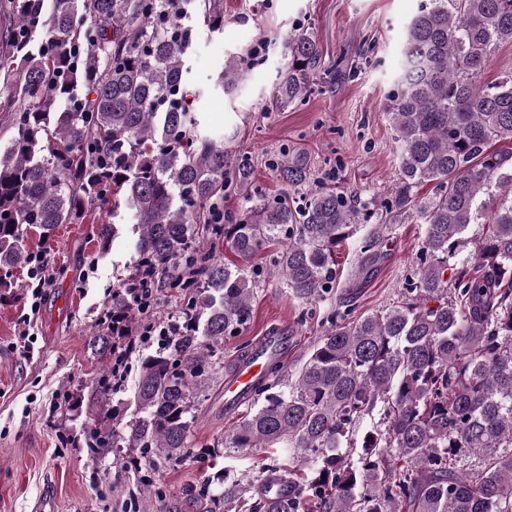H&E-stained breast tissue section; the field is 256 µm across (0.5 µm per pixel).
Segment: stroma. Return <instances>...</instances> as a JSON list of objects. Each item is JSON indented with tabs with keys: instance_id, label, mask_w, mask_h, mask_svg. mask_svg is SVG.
Segmentation results:
<instances>
[{
	"instance_id": "1",
	"label": "stroma",
	"mask_w": 512,
	"mask_h": 512,
	"mask_svg": "<svg viewBox=\"0 0 512 512\" xmlns=\"http://www.w3.org/2000/svg\"><path fill=\"white\" fill-rule=\"evenodd\" d=\"M421 0H224V31L212 33L196 12L184 23L192 31L188 64L204 90L195 101L208 126L236 131L233 150L253 157L252 187L272 198L286 185L278 163L301 162L316 181H327L362 200H384L385 189L399 177L393 133L383 112L400 67L406 26ZM312 33L322 59L320 79L303 100L280 105L279 72L286 39ZM261 46L257 58L249 51ZM247 59L246 80L231 92H215L226 60ZM389 224L381 244L378 270L364 287H353L358 265L354 242L337 254L340 286L335 298L320 304L296 299L284 288L262 283L255 291L253 316L242 335L224 343V370L262 336L287 330L288 348L281 362L295 373L336 312L354 321L397 302L413 271L425 227L415 212L383 215ZM89 224H63L52 243L36 231L26 237L30 250H48L51 285L31 326L37 336L35 355L23 357L24 300L0 303V512H36L45 492L53 494V512H128L152 502L160 512H198L190 493L212 475L214 467L244 472L261 465L287 474L296 463L277 448H257L221 457L217 462L190 456L162 467L152 483L143 484L124 469L129 448L104 461L77 447L86 409L95 405V385L103 367L91 346L100 329L112 290L134 253L135 238L122 224L107 249H99ZM77 394L78 410H55L54 402ZM242 404L224 410V378L216 376L209 398L197 410L192 428L195 446L206 447L249 412Z\"/></svg>"
}]
</instances>
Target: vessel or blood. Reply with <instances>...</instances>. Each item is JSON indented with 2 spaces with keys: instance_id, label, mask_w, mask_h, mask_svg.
Segmentation results:
<instances>
[{
  "instance_id": "b4317fda",
  "label": "vessel or blood",
  "mask_w": 512,
  "mask_h": 512,
  "mask_svg": "<svg viewBox=\"0 0 512 512\" xmlns=\"http://www.w3.org/2000/svg\"><path fill=\"white\" fill-rule=\"evenodd\" d=\"M288 339L284 336H265L239 361L237 367L224 380V404L232 407L250 398L264 375L268 363L278 360L284 353Z\"/></svg>"
}]
</instances>
